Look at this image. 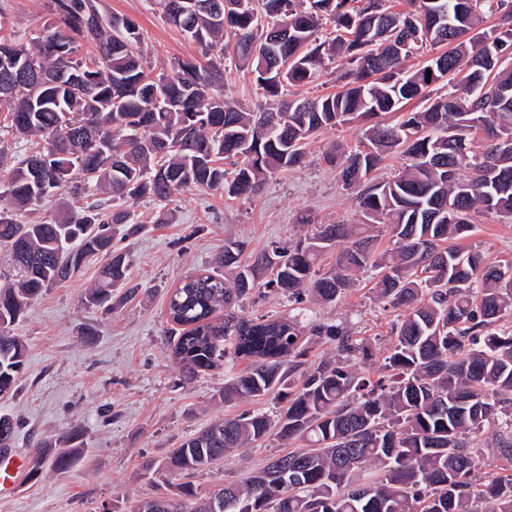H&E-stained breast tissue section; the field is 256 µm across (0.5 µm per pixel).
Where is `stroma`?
<instances>
[{
	"label": "stroma",
	"instance_id": "1",
	"mask_svg": "<svg viewBox=\"0 0 512 512\" xmlns=\"http://www.w3.org/2000/svg\"><path fill=\"white\" fill-rule=\"evenodd\" d=\"M101 7L139 24L154 72L201 55L197 44L165 23L154 0H103ZM0 11L9 27L31 37L49 18L47 0H0ZM224 97L250 110L264 102L252 75L231 60L224 64ZM358 137L353 126L321 131L311 139L303 166L272 174L249 202L192 188L175 194L167 205L168 223L156 224L152 218L159 203L139 201L134 209L145 222L143 231L114 238L116 247L133 256L136 296L109 311L86 306L83 294L98 274L93 262L33 303L13 327L26 342L27 371L18 394L0 399V413L17 421L15 446L24 458L43 452L75 426L85 432V447L66 473L23 478L18 488L0 496V512H125L134 501L166 492L173 481L169 475L142 476L144 459L164 458L212 420L248 408L278 414L280 406L270 396L248 404L223 401L232 366L185 379L172 362L166 302L182 277L211 267L225 240L247 241L259 252L305 235L304 214L318 224L356 222L354 196L323 155L335 143L355 146ZM473 222L466 247L512 264V223L494 214L475 215ZM371 278L369 272L359 273L352 291L335 302L310 305L308 316L344 324L356 338L371 341L381 358L404 312L376 297ZM284 452L278 439L259 442L232 452L196 482L209 489L240 480Z\"/></svg>",
	"mask_w": 512,
	"mask_h": 512
}]
</instances>
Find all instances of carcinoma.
I'll return each instance as SVG.
<instances>
[{"instance_id":"obj_1","label":"carcinoma","mask_w":512,"mask_h":512,"mask_svg":"<svg viewBox=\"0 0 512 512\" xmlns=\"http://www.w3.org/2000/svg\"><path fill=\"white\" fill-rule=\"evenodd\" d=\"M154 2L206 63L179 59L168 72H150L139 29L103 13L97 0H50L45 34L0 36V117L20 138L43 141L0 175V245L17 272L0 283V397L16 393L27 369L12 327L43 291L101 258L85 302L109 310L120 302L116 289L136 293L132 255L115 248L112 234L116 226L140 233L133 203L166 202L190 186L250 200L266 177L301 167L315 134L357 123L363 148L335 144L324 159L355 193L358 223L306 218L311 233L259 253L227 240L212 266L181 279L168 300L182 374L245 360L224 399L273 394L285 406L275 419L247 410L216 420L162 462L144 460L142 474L162 468L183 481L129 512H512V474L473 477V442L487 426L502 425L499 453L512 464V327L500 325L512 317V265L458 244L480 210L512 219V0H413L416 9L402 16L387 0H248L245 10L239 0ZM484 13L494 17L488 31L479 29ZM325 22L330 40L317 36ZM450 26L474 31L469 44H454ZM82 39L95 52L80 54ZM441 46L425 65H407L413 51ZM228 54L277 107L227 105ZM338 54L351 65L340 90L283 100ZM293 58L297 66L276 79ZM439 82L446 93L433 88ZM414 99L421 110L403 111ZM392 112L401 117L389 123L383 116ZM391 153L404 157L402 172L374 181ZM61 191L108 198L51 221L20 220ZM378 230L392 250L377 252ZM335 247L326 270L322 257ZM368 267L377 298L406 312L375 379L372 343L340 324L306 325L300 307L336 301ZM257 288L299 307L247 317L242 302ZM311 336L336 340V359L303 368ZM17 428L0 414V448ZM271 436L303 447L217 491L190 481ZM61 442L66 451L31 458V475L46 465L69 470L84 448L82 428Z\"/></svg>"}]
</instances>
